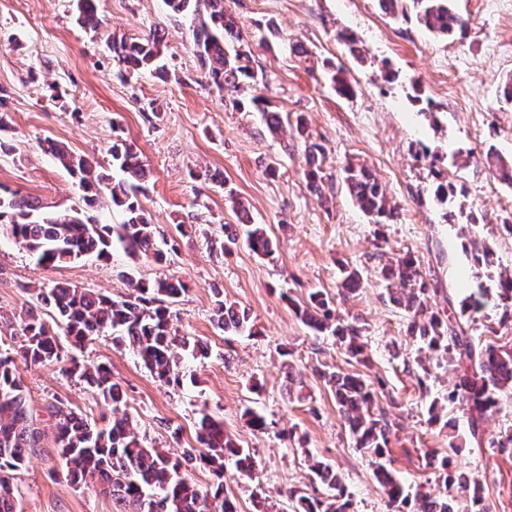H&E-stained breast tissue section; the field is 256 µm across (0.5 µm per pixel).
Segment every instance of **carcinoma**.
Returning a JSON list of instances; mask_svg holds the SVG:
<instances>
[{"mask_svg":"<svg viewBox=\"0 0 512 512\" xmlns=\"http://www.w3.org/2000/svg\"><path fill=\"white\" fill-rule=\"evenodd\" d=\"M78 23L95 32L103 25L95 0H73ZM412 4L417 20L435 35L448 37L466 28V21L456 13L451 0H380L381 9L389 14L407 13ZM175 15L195 5L192 35L196 54L209 83L233 96L257 82L245 54L235 48L242 40L235 18L224 10V0H166ZM106 45L118 67V75L151 72L167 75L159 64L163 50L156 37L128 40L109 37ZM252 105L264 115L266 129L277 135L282 129L278 114L266 108L262 95L251 98ZM69 174L78 178L86 207L97 206L108 195L113 207L123 212L122 224H101L78 209L55 210L36 200L0 185V228L45 267H58L90 254L109 259L118 243L130 257L145 255L161 263L164 251L154 239L139 196L145 194L148 172L145 163L127 140L113 139L108 152L114 177L98 172V162L75 152L57 141L43 145ZM323 147L306 145L309 186L321 194L318 160ZM345 182L350 195L377 223L387 224L397 212L370 169L348 165ZM239 227L248 247L258 256L273 254V241L266 229L254 224L244 207L238 211ZM383 278L392 283L391 300L411 317V334L419 337L431 357H443L456 367L457 382L449 399L462 396L469 404L470 432L479 442L483 437L481 421L497 404L499 392L512 387V348L481 344L469 335L461 321L444 320L428 312L426 284L420 278L415 259L405 254L390 259L381 269ZM132 291L120 298L81 289L67 281H55L35 292L36 309L21 319L24 344L20 358L26 364H63L70 375L80 378L88 389L112 405V423L100 427L96 421L63 402L53 405L56 418L55 443L65 478L74 485L96 481L102 492L130 507L129 512H211L209 503L220 505L218 512H233L224 495V461H233L236 470L248 477L255 461L224 431V422L203 415L196 439L206 449L183 450L182 457L172 458L159 448L140 441L131 417L124 408L121 385L112 380L104 365L81 364L75 358L64 361L58 343L65 337L76 349L93 337L112 332V343L126 344L139 355L144 367L161 384L179 381L176 349L194 354L199 343L172 330V306L184 291L177 277L152 282L129 280ZM360 286L358 275L348 273L338 284L344 298L354 295ZM217 327L233 335H253L248 312L224 299H215ZM301 321L316 334L337 339L349 356L363 354L360 327L332 316L331 299L317 290L309 301L296 305ZM323 378L335 394L336 406L344 416L355 447L372 458L374 474L392 506L422 502L420 512H456L448 496L432 498L410 495L405 486L380 460L388 451L389 424L370 410L372 393L365 380L339 372H325ZM41 432L36 427L27 394L12 354L0 351V512H17L13 480L22 469L27 455L39 447ZM197 459L213 468L216 480L202 488L181 473L183 462ZM445 488L455 487L468 495L470 512H489L483 505L480 484L463 474L448 473V460L441 463ZM311 469L320 482L335 491L326 498L300 497L294 512H349V501L339 476L332 467L316 462Z\"/></svg>","mask_w":512,"mask_h":512,"instance_id":"cac0c4a2","label":"carcinoma"}]
</instances>
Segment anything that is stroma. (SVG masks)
Listing matches in <instances>:
<instances>
[{
    "instance_id": "35a3bbf8",
    "label": "stroma",
    "mask_w": 512,
    "mask_h": 512,
    "mask_svg": "<svg viewBox=\"0 0 512 512\" xmlns=\"http://www.w3.org/2000/svg\"><path fill=\"white\" fill-rule=\"evenodd\" d=\"M96 3L108 32L162 37L166 75L118 77L99 37L77 22L73 0H0V114L15 146L0 156V183L47 206L78 207L79 184L43 151L44 139L107 167L112 140L122 136L148 166L142 204L167 260L130 258L117 247L107 262L44 267L1 234L0 351L22 346L18 322L33 288L65 280L119 295L127 291L124 271L146 282L175 275L186 290L172 327L208 349L203 357L183 354L179 383L160 384L108 336L77 356L111 369L146 446L181 453L195 445L203 414L222 419L256 461L249 478L224 467L238 512H261L263 500L293 512L298 496H326L308 467L312 458L339 475L350 512H415L412 503L389 506L370 457L336 409L325 370L371 383L374 411L390 425L383 462L406 487L442 495L438 464L446 458L479 481L492 512H512V392L500 394L482 424L486 441L475 442L467 404L448 398L452 367L421 352L379 274L386 257L411 255L430 311L443 316L462 313L468 293L484 292L483 308L463 313L469 333L512 348V319L497 296L500 273L512 271V236L503 230L512 222V186L487 162L495 154L512 158V100L499 94L512 78V0H454L467 27L448 38L424 29L414 12L386 14L378 0H224L257 76L255 92L281 117L277 137L249 103L255 92H243L236 107L206 82L190 18L171 17L164 0ZM344 33L361 57L341 41ZM336 70L353 95L336 92ZM308 136L325 148L319 196L305 177ZM351 162L371 168L397 205L393 222L359 210L344 181ZM442 184L443 204L435 197ZM239 200L273 239V256L243 243L222 252ZM487 250L492 264L478 263ZM346 268L358 271L361 285L336 309L362 326L364 363L334 337L313 334L292 307L315 288L335 294ZM219 296L247 310L253 335L227 336L215 326ZM19 374L43 433L15 481L19 512H124L100 488L54 473L49 406L68 402L101 426L112 421L110 406L59 366H23ZM293 379L302 383L297 398L288 392ZM253 412L264 430L251 427Z\"/></svg>"
}]
</instances>
